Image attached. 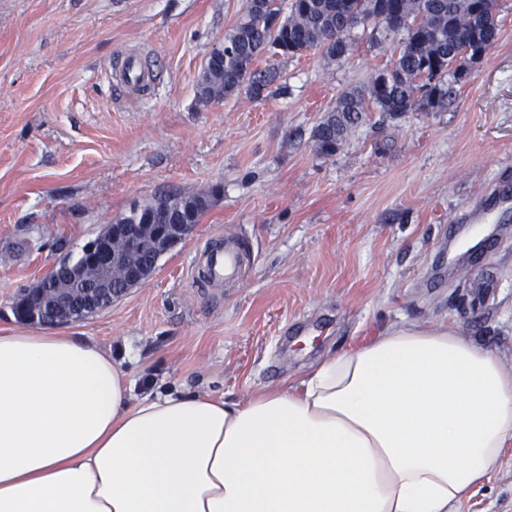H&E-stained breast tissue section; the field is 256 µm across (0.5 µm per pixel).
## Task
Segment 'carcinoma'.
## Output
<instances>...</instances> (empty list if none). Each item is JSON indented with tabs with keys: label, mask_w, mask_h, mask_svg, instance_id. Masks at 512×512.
<instances>
[{
	"label": "carcinoma",
	"mask_w": 512,
	"mask_h": 512,
	"mask_svg": "<svg viewBox=\"0 0 512 512\" xmlns=\"http://www.w3.org/2000/svg\"><path fill=\"white\" fill-rule=\"evenodd\" d=\"M499 0H251L224 41L210 53L196 98L208 105L245 89L259 99L276 73L255 69L266 55L296 57L316 50L329 60L343 57L352 31L375 21L392 36L390 67L365 88L342 93L315 127L316 150L336 154L349 133L375 110L391 119L441 106L462 80L457 61L468 51L486 50L499 31ZM221 193L160 195L165 208H136L128 224H197Z\"/></svg>",
	"instance_id": "obj_1"
}]
</instances>
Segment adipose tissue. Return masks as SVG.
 I'll return each mask as SVG.
<instances>
[{
	"instance_id": "obj_1",
	"label": "adipose tissue",
	"mask_w": 512,
	"mask_h": 512,
	"mask_svg": "<svg viewBox=\"0 0 512 512\" xmlns=\"http://www.w3.org/2000/svg\"><path fill=\"white\" fill-rule=\"evenodd\" d=\"M133 385L91 338L0 333V512H448L512 441V369L441 325L234 400Z\"/></svg>"
}]
</instances>
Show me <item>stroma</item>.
Returning a JSON list of instances; mask_svg holds the SVG:
<instances>
[{
  "instance_id": "stroma-1",
  "label": "stroma",
  "mask_w": 512,
  "mask_h": 512,
  "mask_svg": "<svg viewBox=\"0 0 512 512\" xmlns=\"http://www.w3.org/2000/svg\"><path fill=\"white\" fill-rule=\"evenodd\" d=\"M245 0H0V331L49 264L132 207L213 186L195 232L109 309L62 326L121 361L135 397L168 389L238 398L291 384L325 354L399 323L445 325L512 366V236L484 264L448 267V227L512 188V0L496 42L445 105L379 112L331 157L313 132L347 89L391 60L373 24L334 62L260 58L278 79L206 107L196 86ZM145 58L151 87L119 100L113 65ZM250 269L214 305L183 271L216 232ZM496 279L486 307L472 287ZM452 512H512V443Z\"/></svg>"
}]
</instances>
